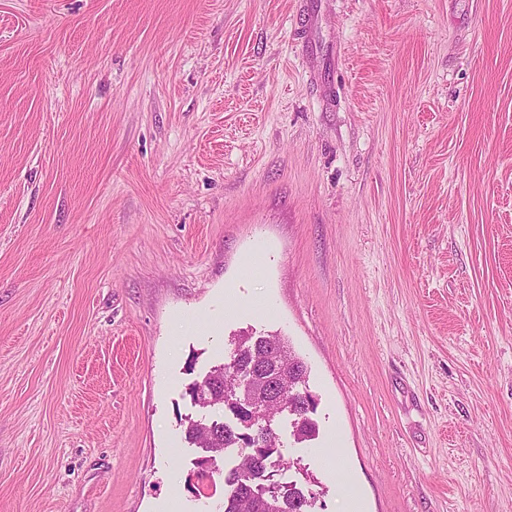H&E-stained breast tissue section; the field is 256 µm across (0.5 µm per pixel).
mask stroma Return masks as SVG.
Listing matches in <instances>:
<instances>
[{
	"mask_svg": "<svg viewBox=\"0 0 512 512\" xmlns=\"http://www.w3.org/2000/svg\"><path fill=\"white\" fill-rule=\"evenodd\" d=\"M240 334L316 512H512V0H0V512H219ZM267 338L266 345L256 346L251 336H240L234 352L230 355L229 362L217 367L208 374L210 387L224 392V385L230 380L232 375L233 366L230 363L233 362L234 365H247L254 360L256 353L267 357L266 364L261 368L260 373L257 374L259 382L264 384V387L271 388L273 383H275V379L280 371V367L276 364L278 357H283L287 361L289 358L302 362L305 365L303 375L307 378V365L302 359L288 351L289 347L285 344L284 339L281 336H267Z\"/></svg>",
	"mask_w": 512,
	"mask_h": 512,
	"instance_id": "obj_1",
	"label": "stroma"
}]
</instances>
